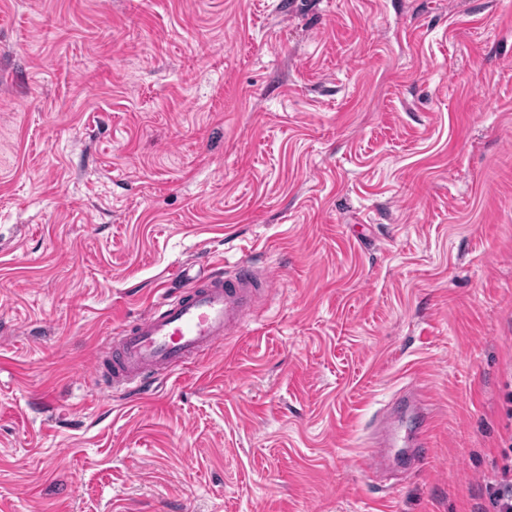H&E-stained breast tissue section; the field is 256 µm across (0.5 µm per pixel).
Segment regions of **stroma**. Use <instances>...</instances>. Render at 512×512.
<instances>
[{
	"label": "stroma",
	"instance_id": "1",
	"mask_svg": "<svg viewBox=\"0 0 512 512\" xmlns=\"http://www.w3.org/2000/svg\"><path fill=\"white\" fill-rule=\"evenodd\" d=\"M215 257L243 330L101 393ZM511 380L512 0H0V512H476Z\"/></svg>",
	"mask_w": 512,
	"mask_h": 512
}]
</instances>
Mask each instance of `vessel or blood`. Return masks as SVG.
I'll list each match as a JSON object with an SVG mask.
<instances>
[{"label":"vessel or blood","instance_id":"b4317fda","mask_svg":"<svg viewBox=\"0 0 512 512\" xmlns=\"http://www.w3.org/2000/svg\"><path fill=\"white\" fill-rule=\"evenodd\" d=\"M270 288L269 277L246 261L229 275L209 272L191 289L162 294L119 331L111 355H98L96 367L108 372L110 388L145 394L153 378L192 363L240 330L257 294Z\"/></svg>","mask_w":512,"mask_h":512}]
</instances>
